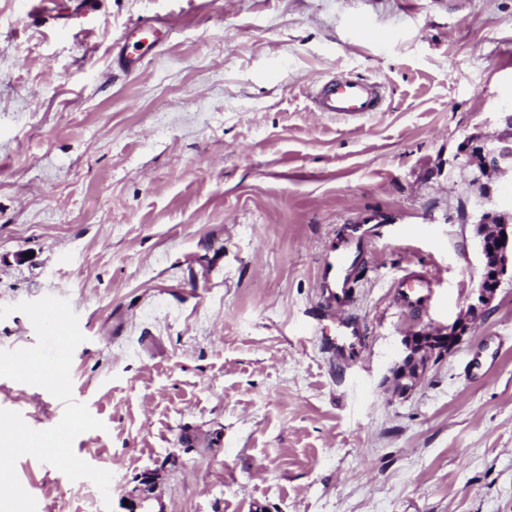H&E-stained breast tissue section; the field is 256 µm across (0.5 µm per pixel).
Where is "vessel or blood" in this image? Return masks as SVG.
Wrapping results in <instances>:
<instances>
[{
  "instance_id": "vessel-or-blood-1",
  "label": "vessel or blood",
  "mask_w": 512,
  "mask_h": 512,
  "mask_svg": "<svg viewBox=\"0 0 512 512\" xmlns=\"http://www.w3.org/2000/svg\"><path fill=\"white\" fill-rule=\"evenodd\" d=\"M382 101L381 85L351 78L331 81L313 96L317 111L334 112L345 117L379 111ZM380 233L379 226L370 219L350 223L342 245L321 261L325 301L336 311L335 336L330 341V348L340 362L350 358L365 339L363 329L352 312L351 275L368 245ZM397 288L405 306L410 309L418 308L433 298L431 283L422 276L412 278L408 283L400 282Z\"/></svg>"
}]
</instances>
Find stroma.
Returning <instances> with one entry per match:
<instances>
[{"mask_svg":"<svg viewBox=\"0 0 512 512\" xmlns=\"http://www.w3.org/2000/svg\"><path fill=\"white\" fill-rule=\"evenodd\" d=\"M340 76L381 111H316ZM507 112L512 0H0V305L69 300L73 397L106 425L73 450L113 475L106 502L21 457L37 512H128L146 470L155 512H512V276L407 397L388 381L408 332L478 302L457 154ZM372 215L340 363L320 261ZM0 409L44 430L64 406L0 377ZM410 281L411 285L407 284L408 280L397 285L398 292L407 308L415 309L432 300L431 282L426 277H411Z\"/></svg>","mask_w":512,"mask_h":512,"instance_id":"stroma-1","label":"stroma"}]
</instances>
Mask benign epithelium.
I'll return each mask as SVG.
<instances>
[{
    "label": "benign epithelium",
    "instance_id": "obj_1",
    "mask_svg": "<svg viewBox=\"0 0 512 512\" xmlns=\"http://www.w3.org/2000/svg\"><path fill=\"white\" fill-rule=\"evenodd\" d=\"M507 132L488 136L482 133L470 135L460 149L465 164L477 168L482 183L483 197L489 208L477 217L475 222L477 244L482 256V272L479 280V301L490 303L500 287L502 277L512 266V224L497 210L493 200L491 184L507 168L512 167V114L504 116ZM467 330V322L457 319L448 326L447 332L417 330L402 340L404 346L400 358L392 367L396 389L401 394L412 391L424 378L427 371L428 355L452 350ZM155 473L146 471L138 479L132 495L137 502L132 512H150L147 502L151 500Z\"/></svg>",
    "mask_w": 512,
    "mask_h": 512
}]
</instances>
